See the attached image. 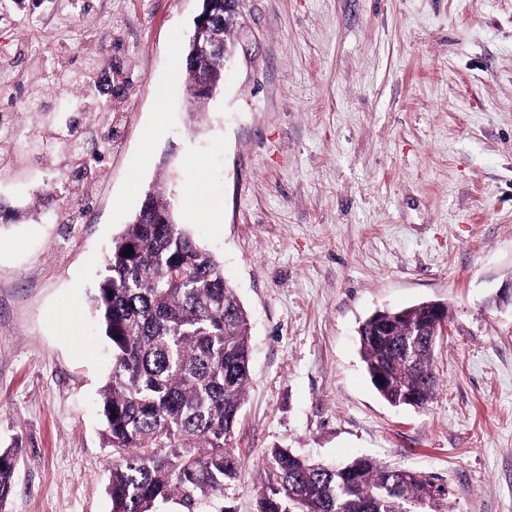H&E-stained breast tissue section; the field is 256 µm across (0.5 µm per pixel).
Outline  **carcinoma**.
<instances>
[{"label":"carcinoma","mask_w":512,"mask_h":512,"mask_svg":"<svg viewBox=\"0 0 512 512\" xmlns=\"http://www.w3.org/2000/svg\"><path fill=\"white\" fill-rule=\"evenodd\" d=\"M190 103L221 90L224 57L201 52L190 39L184 52ZM100 66L88 57L80 69H58L28 83L40 98L56 87L52 112L38 124L11 116L8 135L20 150L0 155V182L32 195L36 169L27 156L52 163L66 155L73 167H94L109 135L92 139L91 155L75 140L77 118L99 113V132L110 117L85 93ZM146 204L112 240L105 274L92 297L112 347V373L101 391L104 447L113 464L106 492L111 512H161L174 502L185 512H205L224 484L237 478L241 461L229 448L251 383L246 311L224 279L222 265L193 239L168 196L151 189ZM133 249L128 256L127 249ZM432 304L377 311L360 326L359 343L368 377L393 406L425 407L437 378L434 351L424 345L413 361L398 359L410 336H438ZM19 449L0 448V505L12 492ZM256 512H403L412 503H438L448 490L430 474L396 470L370 457L344 465L312 461L289 448L274 447L262 459Z\"/></svg>","instance_id":"obj_1"}]
</instances>
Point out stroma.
Segmentation results:
<instances>
[{
  "label": "stroma",
  "instance_id": "35a3bbf8",
  "mask_svg": "<svg viewBox=\"0 0 512 512\" xmlns=\"http://www.w3.org/2000/svg\"><path fill=\"white\" fill-rule=\"evenodd\" d=\"M203 0H86L0 24L12 89L97 53L112 136L89 221L0 200V448L19 446L0 512H110L100 391L111 346L91 309L108 249L161 188L206 184L223 221L180 218L223 264L251 324V377L214 512H255L267 449L368 455L436 476L445 512H512V0H240L221 94L186 111L182 49ZM166 88L165 106L155 91ZM155 128L150 156L142 134ZM141 163L139 191L129 173ZM448 307L422 409L380 398L359 324Z\"/></svg>",
  "mask_w": 512,
  "mask_h": 512
}]
</instances>
